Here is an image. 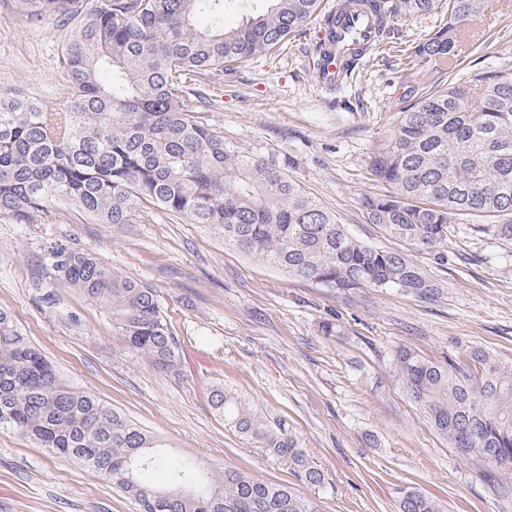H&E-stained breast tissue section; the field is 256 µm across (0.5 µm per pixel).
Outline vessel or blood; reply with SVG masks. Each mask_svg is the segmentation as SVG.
Returning <instances> with one entry per match:
<instances>
[{
  "label": "vessel or blood",
  "instance_id": "b4317fda",
  "mask_svg": "<svg viewBox=\"0 0 512 512\" xmlns=\"http://www.w3.org/2000/svg\"><path fill=\"white\" fill-rule=\"evenodd\" d=\"M376 32L377 19L360 0H355L351 11L344 15H337L333 10L327 12L319 31L316 71L319 85L327 90L335 88L348 70L350 53L374 40Z\"/></svg>",
  "mask_w": 512,
  "mask_h": 512
}]
</instances>
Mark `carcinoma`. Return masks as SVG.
Listing matches in <instances>:
<instances>
[{
	"mask_svg": "<svg viewBox=\"0 0 512 512\" xmlns=\"http://www.w3.org/2000/svg\"><path fill=\"white\" fill-rule=\"evenodd\" d=\"M234 0H3L28 19L74 22L61 48L67 96L56 101L0 93V217L31 224L57 202L102 224H135L143 209H163L190 224H208L224 244L289 277L337 291L395 289L430 298L436 284L399 251L369 246L288 177V160L252 154L197 119L212 102L192 77L268 55L320 16L323 0H261L242 24H221ZM436 0H368L388 17L426 14ZM487 0H448V21L407 48L408 64L460 58L465 26ZM218 18L201 29L195 14ZM371 170L392 186L369 195L371 224L415 251L448 240L454 219L512 214V80L478 72L402 107L390 137L376 148ZM512 245V222L476 224ZM51 270L112 312L129 349L161 370L178 366L156 291L115 274L89 252L55 247ZM474 371L452 370L403 347V386L450 447L477 448L496 468L512 467V363L482 349ZM211 404L240 439L292 467L317 487L324 472L297 440L240 395L212 390ZM0 429L88 467L133 497L140 512H317L289 487L216 472L170 455L154 439L95 395L70 386L0 310ZM162 470L168 484L142 475ZM399 512H441L415 490Z\"/></svg>",
	"mask_w": 512,
	"mask_h": 512,
	"instance_id": "1",
	"label": "carcinoma"
}]
</instances>
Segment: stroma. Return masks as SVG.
<instances>
[{"label":"stroma","instance_id":"stroma-1","mask_svg":"<svg viewBox=\"0 0 512 512\" xmlns=\"http://www.w3.org/2000/svg\"><path fill=\"white\" fill-rule=\"evenodd\" d=\"M447 18L439 4L390 20L396 46L370 51L332 92L317 86L319 25L309 23L279 52L207 79L214 102L201 119L246 151L290 159L289 177L360 241L403 250L363 215V198L386 190L368 163L398 123L402 100L438 78L428 66L404 67L398 46L427 38ZM472 27L475 45L448 79L512 72V0H492ZM71 30L53 16L0 15V85L64 98L59 58ZM60 243L156 291L179 348L176 371L131 351L106 309L48 273L47 252ZM410 258L438 284L432 298L343 294L261 265L225 246L217 230L157 208L112 225L59 204L31 224L0 218V309L67 383L172 455L292 487L319 512H399L411 488L444 512H512V470L451 448L408 397L395 359L407 346L446 366L466 364L476 348L512 360V246L462 223L439 253ZM217 387L296 437L324 485L303 484L288 464L225 429L210 402ZM0 512H138V504L97 472L0 430Z\"/></svg>","mask_w":512,"mask_h":512}]
</instances>
